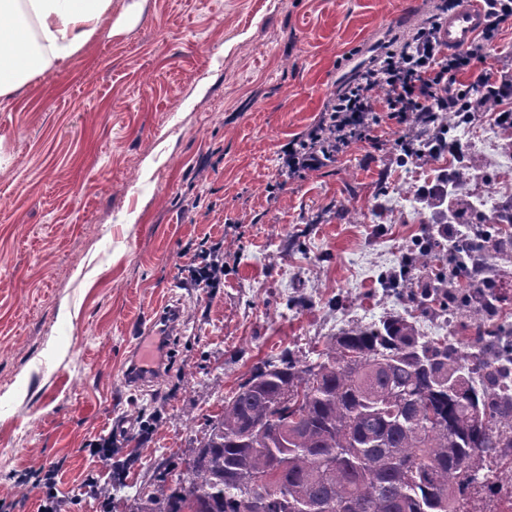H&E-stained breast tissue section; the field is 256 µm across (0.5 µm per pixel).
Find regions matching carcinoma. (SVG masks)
Listing matches in <instances>:
<instances>
[{
    "label": "carcinoma",
    "instance_id": "cac0c4a2",
    "mask_svg": "<svg viewBox=\"0 0 512 512\" xmlns=\"http://www.w3.org/2000/svg\"><path fill=\"white\" fill-rule=\"evenodd\" d=\"M474 112H512V86L489 83L449 112L413 118L400 162L433 153ZM457 217L473 211L450 195ZM428 243L403 270L432 269ZM448 281L426 276L418 303L440 309ZM470 300L494 309L493 285ZM499 330L479 323L467 346L420 333L389 315L351 323L322 349L290 350L253 366L209 420L185 477L157 480L133 512H475L512 481V372L498 356Z\"/></svg>",
    "mask_w": 512,
    "mask_h": 512
}]
</instances>
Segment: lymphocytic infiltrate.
Returning <instances> with one entry per match:
<instances>
[{
  "label": "lymphocytic infiltrate",
  "mask_w": 512,
  "mask_h": 512,
  "mask_svg": "<svg viewBox=\"0 0 512 512\" xmlns=\"http://www.w3.org/2000/svg\"><path fill=\"white\" fill-rule=\"evenodd\" d=\"M484 25L474 44L463 50L445 53L439 40L440 23L416 34L407 45L409 61L398 54H385L387 84L392 93L385 100L384 112H377L374 93L377 83L373 73H366L342 96L337 97L329 117L336 125V138L328 144L302 141L289 145L281 156V168L289 178L301 177L324 163L339 160L355 142L369 141L372 121L377 116L397 126L406 125L417 112L432 108L447 109L457 105L467 91L479 90L488 83L485 71L474 70L504 25L512 21V0H484ZM467 71L471 80L467 88L456 84L457 73Z\"/></svg>",
  "instance_id": "f902f5d3"
}]
</instances>
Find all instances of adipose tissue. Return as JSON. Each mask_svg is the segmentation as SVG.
I'll list each match as a JSON object with an SVG mask.
<instances>
[{
	"instance_id": "1",
	"label": "adipose tissue",
	"mask_w": 512,
	"mask_h": 512,
	"mask_svg": "<svg viewBox=\"0 0 512 512\" xmlns=\"http://www.w3.org/2000/svg\"><path fill=\"white\" fill-rule=\"evenodd\" d=\"M112 18V0H0V103L80 53Z\"/></svg>"
}]
</instances>
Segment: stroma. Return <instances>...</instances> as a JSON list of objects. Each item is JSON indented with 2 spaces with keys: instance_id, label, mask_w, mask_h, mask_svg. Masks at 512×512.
I'll list each match as a JSON object with an SVG mask.
<instances>
[{
  "instance_id": "obj_1",
  "label": "stroma",
  "mask_w": 512,
  "mask_h": 512,
  "mask_svg": "<svg viewBox=\"0 0 512 512\" xmlns=\"http://www.w3.org/2000/svg\"><path fill=\"white\" fill-rule=\"evenodd\" d=\"M439 4L112 0L125 31L0 105V512H130L158 473L178 480L258 361L350 323L471 335L410 303L416 275L386 278L439 238L411 199L452 157L400 163L407 129L382 123L340 162L280 171L289 141ZM214 251L224 273L206 288L189 265ZM162 334L165 364L131 386ZM103 435L106 467L87 451ZM50 463L54 481H35Z\"/></svg>"
}]
</instances>
